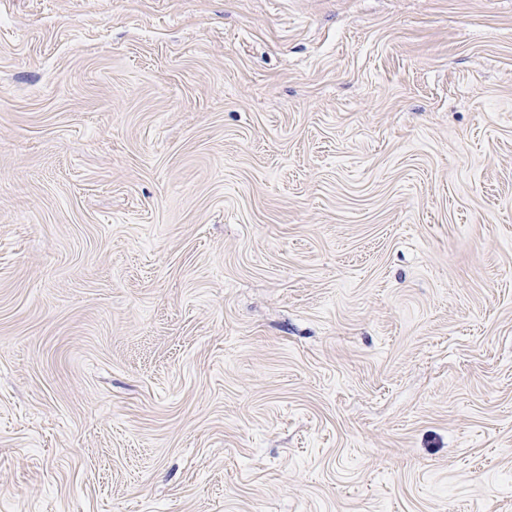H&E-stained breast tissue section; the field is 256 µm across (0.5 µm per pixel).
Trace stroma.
<instances>
[{
  "mask_svg": "<svg viewBox=\"0 0 512 512\" xmlns=\"http://www.w3.org/2000/svg\"><path fill=\"white\" fill-rule=\"evenodd\" d=\"M512 0H0V512H512Z\"/></svg>",
  "mask_w": 512,
  "mask_h": 512,
  "instance_id": "35a3bbf8",
  "label": "stroma"
}]
</instances>
